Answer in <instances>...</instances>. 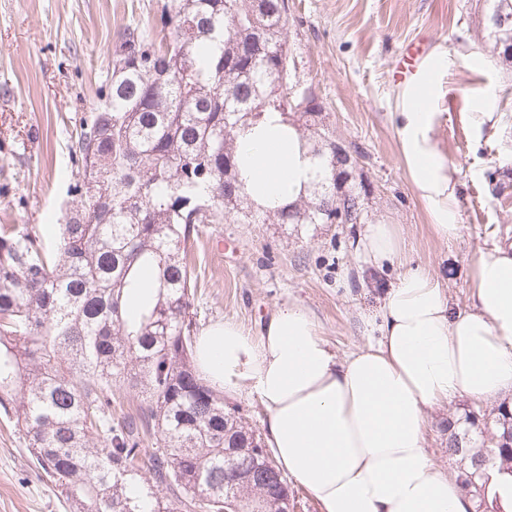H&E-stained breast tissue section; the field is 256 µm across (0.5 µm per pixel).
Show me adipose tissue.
Returning a JSON list of instances; mask_svg holds the SVG:
<instances>
[{"label": "adipose tissue", "mask_w": 512, "mask_h": 512, "mask_svg": "<svg viewBox=\"0 0 512 512\" xmlns=\"http://www.w3.org/2000/svg\"><path fill=\"white\" fill-rule=\"evenodd\" d=\"M421 85L397 115L410 177L443 239L456 237V186L430 137L434 113ZM242 174L262 201H294L312 177L296 131L272 115L240 134ZM364 263L397 259L390 224H371L354 245ZM473 303L452 308L439 275L409 262L367 328L368 346L337 358L314 317L288 303L260 336L227 321L210 326L194 350L213 389L259 398L280 469L310 491L321 512H467L455 479L436 467L424 444L429 412L465 396L493 402L512 390V250L479 256Z\"/></svg>", "instance_id": "ef3b65f1"}]
</instances>
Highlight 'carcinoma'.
<instances>
[{
  "label": "carcinoma",
  "instance_id": "carcinoma-1",
  "mask_svg": "<svg viewBox=\"0 0 512 512\" xmlns=\"http://www.w3.org/2000/svg\"><path fill=\"white\" fill-rule=\"evenodd\" d=\"M484 43L512 71V0H483ZM172 31L136 28L112 52L96 112L79 120L59 236L0 227V416L25 436L70 512H264L272 481L238 482L236 408L194 365L187 244L200 224H355L360 192L312 89L289 86L285 0H173ZM276 113L313 164L306 192L269 208L236 163L241 131ZM138 288L153 297L132 303ZM141 394L112 417V386ZM512 405L448 416V447L468 438L512 474ZM153 452L144 457V444ZM455 477L480 463L454 457ZM149 476H143V471ZM167 495H160V490ZM496 512L512 502L481 484Z\"/></svg>",
  "mask_w": 512,
  "mask_h": 512
}]
</instances>
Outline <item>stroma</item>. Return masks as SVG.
I'll return each instance as SVG.
<instances>
[{"instance_id": "obj_1", "label": "stroma", "mask_w": 512, "mask_h": 512, "mask_svg": "<svg viewBox=\"0 0 512 512\" xmlns=\"http://www.w3.org/2000/svg\"><path fill=\"white\" fill-rule=\"evenodd\" d=\"M171 0H0V224L31 228L54 241L70 197L72 146L79 118L101 103L112 51L126 27L160 30ZM480 0H288L292 82L312 87L338 142L359 152L355 186L365 211L359 224L200 225L188 252L194 265L199 330L224 320L260 335L272 311L307 308L337 356L370 343L362 320L376 314L401 267L366 266L353 243L366 225L393 224L405 257L445 281L458 309L471 303L470 273L480 254L512 244V167L486 180L491 161L512 153V72L484 47ZM431 45L423 73L433 92L434 146L459 186L461 227L445 241L430 230L401 151L394 120L408 89L391 81L412 40ZM444 67L434 68L433 58ZM483 109L489 122L470 114ZM461 398L429 414L426 447L454 472L448 417ZM0 512H69L37 469L25 442L0 422Z\"/></svg>"}]
</instances>
